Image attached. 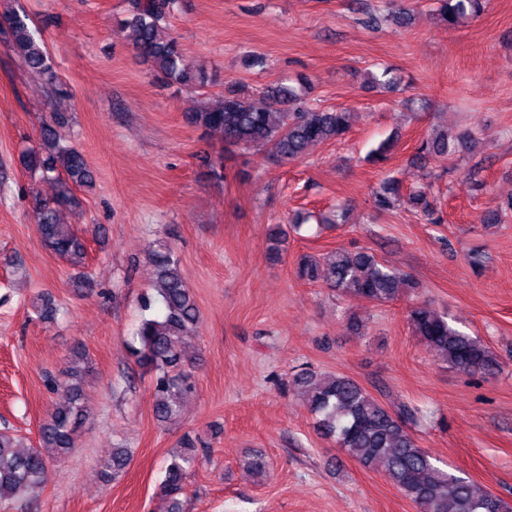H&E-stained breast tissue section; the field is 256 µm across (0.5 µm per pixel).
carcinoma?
<instances>
[{
  "mask_svg": "<svg viewBox=\"0 0 512 512\" xmlns=\"http://www.w3.org/2000/svg\"><path fill=\"white\" fill-rule=\"evenodd\" d=\"M177 0H129L130 41L136 54L149 62L158 80L177 85L194 93L186 118L204 133H219L229 150L263 149L277 162L288 163L303 158L308 148L340 141L352 129L356 113L348 108L321 107L307 101L310 82L302 77L295 84L279 83L263 92L266 103L252 101L246 88L227 91L216 103L207 102V88L212 84L207 72L186 63L178 38L168 30L167 19ZM438 15L448 26L465 18H478L488 8L489 0H436ZM8 26L0 29L14 54L27 70L58 95L68 94L61 83L56 63L41 31L25 13L9 9L0 14ZM374 87L395 89L398 79L385 68L370 75ZM55 125L42 127L41 146L22 154L26 170L52 183L54 195L35 199L37 231L42 244L66 259L73 267L85 266L87 245L64 221V214L81 206L74 189L93 184L94 176L82 153L63 143ZM469 132L437 133L421 140L418 156L425 160H447L468 150ZM373 208L389 212L406 205L421 214L430 224L443 221L429 199L427 187H415L401 193L397 180L383 181L372 194ZM156 272L152 283L154 295L144 302L149 310L153 303L161 313L141 320L127 347L139 366L151 374L153 413L159 425L180 420L185 398L193 384L186 370V348L197 333L199 308L186 286L180 259L168 242L158 240L148 254ZM300 279L319 283L343 295L385 303L396 299L402 289L414 281L386 260L368 251L342 249L320 255L303 256L297 267ZM408 322L427 349L439 354L452 368L467 374H488L494 370L491 350L480 339L455 327L448 313L427 304H417L408 311ZM89 372L83 354L70 359L56 382L57 399L49 420L40 430L42 448L57 449L65 456L75 447L78 428L88 411L80 385ZM316 428L332 438L336 446L362 468L381 472L417 509V512H512L504 499L480 489L470 479L439 467L418 445L412 426L420 419L418 408L402 404L397 408L383 405L359 382L341 374L316 376L308 373L298 380ZM199 440L182 439L181 450L172 455L165 467L160 495L166 500V512H184L186 480L193 469ZM131 453L126 448L112 451L104 480L119 477L129 465ZM48 462L41 448H25L7 431L0 432V502L45 485Z\"/></svg>",
  "mask_w": 512,
  "mask_h": 512,
  "instance_id": "carcinoma-1",
  "label": "carcinoma"
}]
</instances>
